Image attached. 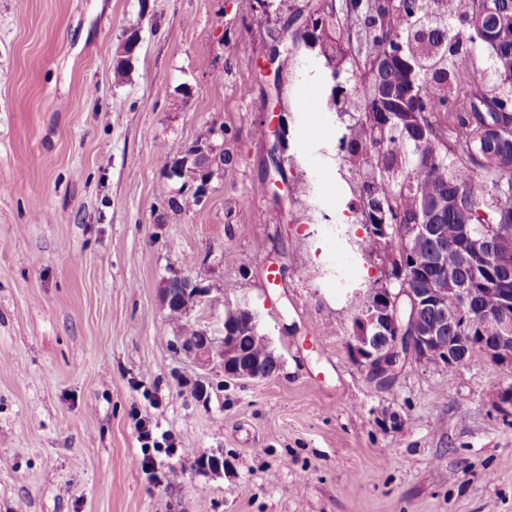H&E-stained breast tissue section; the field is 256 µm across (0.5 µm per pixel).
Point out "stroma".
<instances>
[{"label": "stroma", "instance_id": "35a3bbf8", "mask_svg": "<svg viewBox=\"0 0 512 512\" xmlns=\"http://www.w3.org/2000/svg\"><path fill=\"white\" fill-rule=\"evenodd\" d=\"M254 2L0 0V512H512V367L477 352L380 384L350 350L387 265L357 249L349 118L298 38L308 0L260 23ZM276 140L306 197L275 196ZM197 143L224 168L169 209L157 156ZM173 268L215 330L257 316L271 377L175 350ZM140 417L177 440L154 474ZM173 282H178L180 285L181 297L179 299V295L177 293L178 288H175L176 294L174 295L173 303L171 304L172 296L169 288ZM207 294L208 288L203 287L198 280L179 270L171 271L170 275L164 279L162 303L166 309L170 306L167 310L168 316L171 320L178 323V327L181 332L189 333L191 335H194L195 333L193 325L183 319L180 308L182 307L185 316L190 319L192 311L206 301ZM178 299L180 304L178 303Z\"/></svg>", "mask_w": 512, "mask_h": 512}]
</instances>
